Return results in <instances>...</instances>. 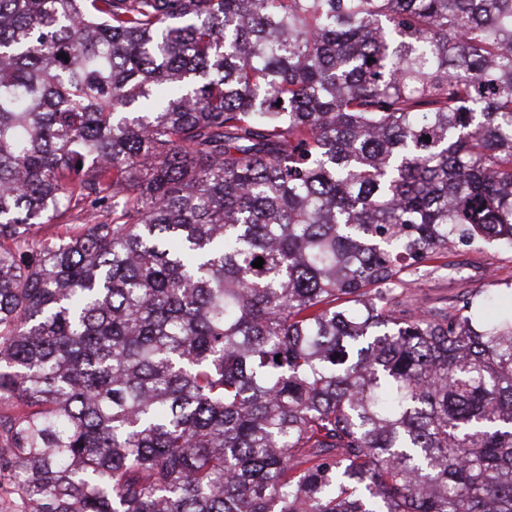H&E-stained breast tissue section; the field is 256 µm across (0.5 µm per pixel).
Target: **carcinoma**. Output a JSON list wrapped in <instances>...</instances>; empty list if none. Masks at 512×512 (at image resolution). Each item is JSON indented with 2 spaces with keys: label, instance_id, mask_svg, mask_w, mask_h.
Instances as JSON below:
<instances>
[{
  "label": "carcinoma",
  "instance_id": "obj_1",
  "mask_svg": "<svg viewBox=\"0 0 512 512\" xmlns=\"http://www.w3.org/2000/svg\"><path fill=\"white\" fill-rule=\"evenodd\" d=\"M450 245L512 250V0H0L15 512H512Z\"/></svg>",
  "mask_w": 512,
  "mask_h": 512
}]
</instances>
